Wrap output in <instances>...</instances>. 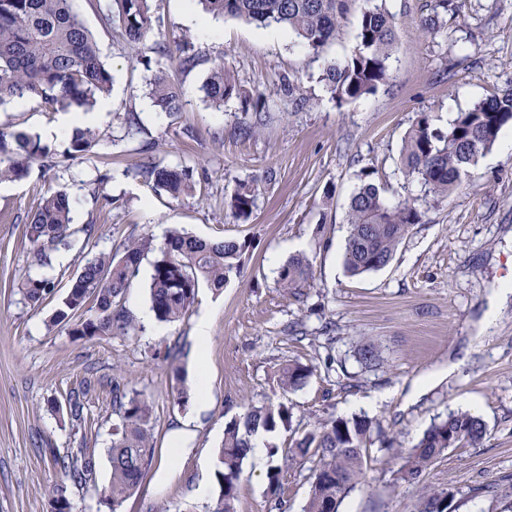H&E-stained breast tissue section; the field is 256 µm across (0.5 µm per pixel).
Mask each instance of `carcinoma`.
<instances>
[{"instance_id": "cac0c4a2", "label": "carcinoma", "mask_w": 512, "mask_h": 512, "mask_svg": "<svg viewBox=\"0 0 512 512\" xmlns=\"http://www.w3.org/2000/svg\"><path fill=\"white\" fill-rule=\"evenodd\" d=\"M103 14L105 26L119 21V35L136 50L152 29L151 0H110ZM215 17L230 16L260 26L278 25L293 32L315 56L335 39L352 9L359 10L357 45L343 60L326 63L322 81L337 104L343 105L374 93L389 79L395 42L392 15L377 0H197ZM451 0H436L432 13L421 21L429 33L447 28ZM183 35L155 43L153 50L163 58L177 61L183 71L204 62L187 50ZM112 76L100 58L93 35L72 9V0H0V106L16 98H37L61 110L72 107L92 110L105 97ZM209 102L221 108L229 101L240 103L244 112L239 130L251 136L263 125L266 104L253 99L235 73L215 62L204 84ZM149 95L161 112L180 111L181 91L160 67L149 79ZM512 122V88L481 99L466 112L437 127L429 114H421L404 139L400 164L405 177L424 187L436 202L453 194L469 168L488 152L503 127ZM99 142L91 128L76 127L70 138V154L86 155ZM50 150L24 131L0 130V180L26 175L30 164L49 158ZM156 189L179 200L193 192L191 177L184 169L161 165L147 168ZM347 211L349 233L343 260L347 272L360 276L387 266L398 246L422 215L409 200L387 201L386 189L363 170ZM257 206L254 182L240 181L230 194L227 207L234 218L246 221ZM71 199L64 191H48L40 199L25 237L35 260L49 264V252L69 245L77 233L72 224ZM246 243L234 239L205 241L190 233L170 230L152 264L149 283L151 308L160 322H175L188 313L205 283L222 288L238 267ZM151 250L147 237L131 239L117 260L101 253L88 260L71 280L58 311L60 322L79 316L71 333L80 337H103L112 331L128 332L132 319L120 301L135 277L144 254ZM279 284L298 294L311 286L312 268L303 256H292L280 267ZM54 283L46 277H30L24 283L26 297L38 302ZM308 369L288 363L279 381L286 391L305 385ZM113 405L122 429L112 441L109 459L112 480L105 489L106 500L117 512L135 493L150 470L155 454L152 408L138 393L128 394L115 385ZM290 423L288 406H249L224 428V441L217 455L215 480L219 493L209 512H236L239 482L252 437L260 430L273 432ZM374 422L366 416L331 417L304 432L290 450L291 460L303 463L312 456L311 489L303 512H339V507L363 478L367 443ZM487 435L480 417L468 412H451L433 422L407 453L396 457V480L410 482L433 465L450 448L478 445ZM56 463L75 486L93 479L94 462L60 457ZM454 497L449 488H432L421 497L416 512H445V499ZM51 512H74L67 487L56 486L49 499Z\"/></svg>"}]
</instances>
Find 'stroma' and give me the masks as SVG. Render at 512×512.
<instances>
[{
  "label": "stroma",
  "mask_w": 512,
  "mask_h": 512,
  "mask_svg": "<svg viewBox=\"0 0 512 512\" xmlns=\"http://www.w3.org/2000/svg\"><path fill=\"white\" fill-rule=\"evenodd\" d=\"M107 0H74L112 75L111 105L95 128L93 153L67 152L72 132L64 111L41 100L0 108V128L22 130L52 146L50 162L0 182V512H48L49 493L64 477L56 457L92 454L95 482L69 487L76 512H115L104 498L111 480L108 450L120 418L112 384L141 394L153 407L155 460L137 491L116 512H208L224 428L243 405L286 404L291 424L266 436L263 464L247 459L237 512H302L311 486L308 465L289 459L303 431L329 417L365 415L380 426L370 444L365 478L340 512H415L422 492L449 488L454 512H512V302L484 326L489 297L512 289V148L496 142L460 188L438 203L404 177L403 139L421 113L436 126L476 101L512 86V0H452L447 37L425 33L421 21L435 0H385L396 41L386 84L337 105L320 80L328 60L349 56L358 12H351L321 58L288 31L235 19H210L205 30L185 25L186 0H152V31L129 50L101 25ZM188 35L205 62L189 72L158 60L154 42ZM221 61L270 115L242 138L239 103L217 109L203 85ZM165 67L182 91L175 115L156 111L147 83ZM294 75L306 99L293 110L281 79ZM139 114L144 132L131 137L125 117ZM151 161L189 171L192 195L171 200L142 176ZM371 169L390 201H414L423 220L411 227L385 268L357 277L343 264L349 198L361 170ZM106 174L102 187L92 184ZM256 180L257 207L248 222L224 206L241 180ZM65 190L75 226L92 224L63 248L66 262L38 266L25 226L47 189ZM203 239L246 242L240 270L224 288L201 287L194 307L173 323L104 337L75 339L57 310L87 259L122 254L128 239L150 237L122 304L129 315L150 308L152 264L172 226ZM305 255L314 281L303 299L280 288V267ZM51 278L54 289L30 303L28 277ZM214 312L205 359L209 401L194 398V336L202 309ZM383 360L362 367V342ZM296 360L312 368L306 384L284 392L279 369ZM457 363L449 371V363ZM189 400H176L179 391ZM79 395L85 422L73 420ZM469 411L484 422L480 446L451 448L412 482H395L397 455L407 452L434 419ZM190 422L188 451L173 455V433ZM278 473L279 487L269 477ZM496 485L497 496L481 493ZM205 496H198V488Z\"/></svg>",
  "instance_id": "1"
}]
</instances>
